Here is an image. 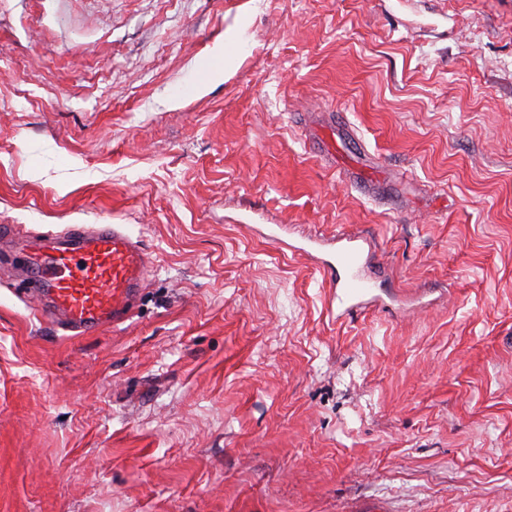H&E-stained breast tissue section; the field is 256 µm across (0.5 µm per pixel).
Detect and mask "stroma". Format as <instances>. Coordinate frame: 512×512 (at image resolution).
Returning <instances> with one entry per match:
<instances>
[{"label": "stroma", "instance_id": "obj_1", "mask_svg": "<svg viewBox=\"0 0 512 512\" xmlns=\"http://www.w3.org/2000/svg\"><path fill=\"white\" fill-rule=\"evenodd\" d=\"M7 224L152 264L69 338L0 264V512H512V0H0ZM339 242H345V247L337 252L336 265L328 262L327 266L332 270H336V288H343L342 295L346 301L357 300L364 296V292L360 288H370L367 282L361 279L354 269L360 260V253L357 244L363 241V237L357 231H344L338 239ZM340 269L352 271L350 278H343Z\"/></svg>", "mask_w": 512, "mask_h": 512}]
</instances>
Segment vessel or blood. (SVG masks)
Masks as SVG:
<instances>
[{
  "instance_id": "obj_1",
  "label": "vessel or blood",
  "mask_w": 512,
  "mask_h": 512,
  "mask_svg": "<svg viewBox=\"0 0 512 512\" xmlns=\"http://www.w3.org/2000/svg\"><path fill=\"white\" fill-rule=\"evenodd\" d=\"M344 244L336 285L345 300L361 298L365 280L355 275L362 236L340 235ZM27 268L31 300L39 316L67 336H84L126 321L147 286L150 256L120 224L75 225L52 244L35 242Z\"/></svg>"
}]
</instances>
